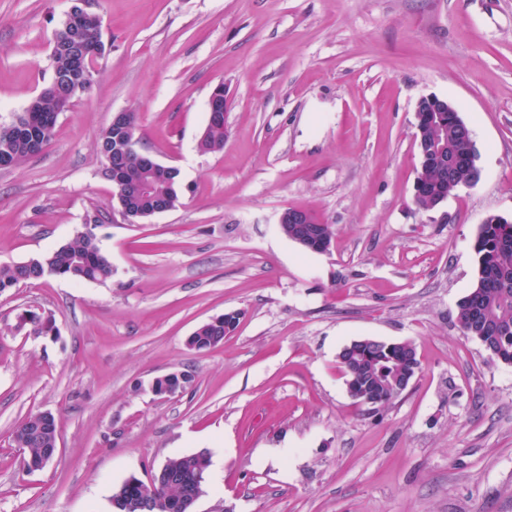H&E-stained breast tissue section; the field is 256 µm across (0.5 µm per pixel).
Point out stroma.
Segmentation results:
<instances>
[{"instance_id":"stroma-1","label":"stroma","mask_w":512,"mask_h":512,"mask_svg":"<svg viewBox=\"0 0 512 512\" xmlns=\"http://www.w3.org/2000/svg\"><path fill=\"white\" fill-rule=\"evenodd\" d=\"M75 0H0V126L51 76ZM106 51L89 93L42 151L0 169V265L53 252L93 216L104 281L47 277L0 291V512H111L126 478L171 457H221L194 512H512V364L462 333L475 239L512 218V0H92ZM224 149L197 143L216 86ZM448 100L478 182L431 211L413 197L416 110ZM181 171L175 210L113 214L95 150L114 113ZM306 208L328 252L279 224ZM27 310L56 336L18 329ZM241 312L221 345L190 349ZM410 342L421 368L378 409L337 355ZM192 376L162 397L155 378ZM48 412L58 454L28 469L12 440ZM278 223L280 224V228L282 232L290 239L296 238L302 234L309 233H322L324 236L317 238L315 244L310 245L306 242V238L302 237V240H294L300 246H307L311 250L316 251L318 253L328 252L331 243L327 242L325 236L332 239L333 237V229L331 224H319V220L315 213L308 209L297 208V207H289L284 209L278 219ZM285 225H288L285 226ZM310 250V251H311ZM225 314V313H224ZM224 314H222V319L215 323L211 324L203 329H201L195 336H202L204 339L207 340L209 344H212L213 347L218 346L224 341V336L231 333L235 330L238 322L240 319H237V323L232 326V330L229 331L227 328L228 322L224 321ZM188 337L187 339V345L190 349L197 350V351H203L205 350V347L202 342L198 341L195 336Z\"/></svg>"}]
</instances>
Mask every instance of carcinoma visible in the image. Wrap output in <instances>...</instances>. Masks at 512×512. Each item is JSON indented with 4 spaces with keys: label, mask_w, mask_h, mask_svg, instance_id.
Masks as SVG:
<instances>
[{
    "label": "carcinoma",
    "mask_w": 512,
    "mask_h": 512,
    "mask_svg": "<svg viewBox=\"0 0 512 512\" xmlns=\"http://www.w3.org/2000/svg\"><path fill=\"white\" fill-rule=\"evenodd\" d=\"M82 37L77 42L82 66L93 72V61L102 56L103 45L100 16L88 11L82 18ZM52 78L64 80L71 70L69 54L55 51L51 54ZM60 101L49 83L43 91L29 101L24 119L32 114L38 120L35 134L48 142L55 134ZM226 126L224 122L206 124L198 142L202 153L224 149ZM448 152L444 158L434 159L421 180L427 195H449L456 188L472 181L475 166L471 160V137L468 128L456 117H448ZM28 131L12 126L0 127V162L16 166L32 156ZM124 145L112 140V130L104 129L97 141L100 156H123L122 175L118 193L127 204L142 209L167 207L175 209L181 204L180 171L175 169L163 184L154 183L152 170L135 155H123ZM321 233L333 237L330 224H290L289 238L302 234ZM477 256V278L471 291L458 305L457 320L464 335L478 339L496 359L512 363V223L489 221L480 226L474 244ZM47 276L74 281H100L112 277V264L101 252L94 232H83L73 241L55 251L10 266H0V291L20 283ZM228 322L211 324L197 335L213 346L224 341L229 334ZM345 381L354 387L351 397L359 403L368 398H380L385 406L397 399L411 383L408 372L420 363L417 348L410 342L393 347L384 342L357 340L344 346L338 354ZM15 441L25 442L27 459L40 464L50 449L57 445V424L51 414L32 415L22 421L13 432ZM210 466L209 454L200 451L172 457L164 463L160 473L148 485L135 476L118 486L111 499L113 512H134L133 503L146 495L159 504L194 492H203Z\"/></svg>",
    "instance_id": "cac0c4a2"
}]
</instances>
